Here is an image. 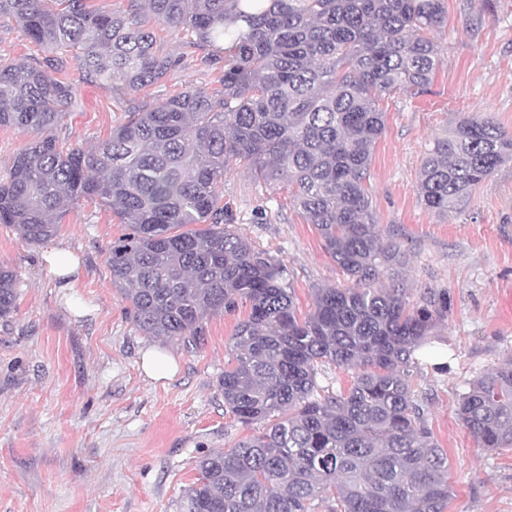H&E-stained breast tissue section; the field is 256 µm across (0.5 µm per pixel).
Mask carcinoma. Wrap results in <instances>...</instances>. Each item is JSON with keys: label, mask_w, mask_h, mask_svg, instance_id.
I'll return each instance as SVG.
<instances>
[{"label": "carcinoma", "mask_w": 512, "mask_h": 512, "mask_svg": "<svg viewBox=\"0 0 512 512\" xmlns=\"http://www.w3.org/2000/svg\"><path fill=\"white\" fill-rule=\"evenodd\" d=\"M246 27L233 30L238 17ZM47 52L0 59V128L33 138L0 179V224L29 243L59 230L82 199L112 211L123 233L107 257L112 285L145 336L203 341L212 315H247L230 339L224 408L265 431L198 461L181 512H446L448 455L414 390L443 316L430 298L408 307L401 285H379L399 250L382 239L366 188L385 131L380 98L417 95L439 58L427 33L444 0H127L106 13L87 0H0V18ZM181 27L204 61L224 55L211 91L177 94L128 112L91 149L58 139L75 103L68 61L91 81L136 94L174 76L150 22ZM512 160V132L468 116L433 141L419 183L424 207L446 214ZM288 189L324 250L348 277L317 288L301 316L285 263L230 227L221 187L232 162ZM20 279L0 268V319ZM353 371L351 387L318 384L319 369ZM456 415L479 447H512V361L474 377Z\"/></svg>", "instance_id": "cac0c4a2"}]
</instances>
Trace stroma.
<instances>
[{
    "mask_svg": "<svg viewBox=\"0 0 512 512\" xmlns=\"http://www.w3.org/2000/svg\"><path fill=\"white\" fill-rule=\"evenodd\" d=\"M444 6L446 23L432 35L440 64L429 86L380 101L386 128L368 188L381 235L404 256L399 274L411 305L432 294L446 308L430 345L416 354V389L430 398L428 422L448 453L447 512H512V449L478 447L456 416L469 380L512 360V162L448 214L425 210L419 197L429 148L463 117L484 115L512 131V0ZM155 32L179 61L176 78L122 100L71 70L79 107L59 137L90 148L124 122L132 101H156L185 84L217 87L223 63L202 62L183 30ZM223 191L233 230L286 264L301 312L315 289L345 284L286 189L255 180L239 162L226 171ZM123 232L111 210L91 202L71 209L45 246L0 224V265L20 278L17 310L0 319V512H179L197 460L260 431L224 409L221 380L239 313L210 316L196 349L143 335L106 264ZM49 246L80 257L72 290H60L42 267ZM152 352L171 360L169 375L144 373L142 359ZM438 355L448 361L442 373Z\"/></svg>",
    "mask_w": 512,
    "mask_h": 512,
    "instance_id": "35a3bbf8",
    "label": "stroma"
}]
</instances>
